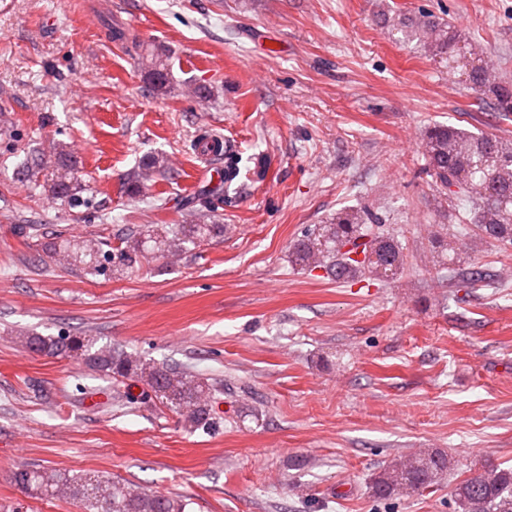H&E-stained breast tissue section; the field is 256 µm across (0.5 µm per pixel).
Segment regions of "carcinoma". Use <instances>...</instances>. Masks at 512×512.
Masks as SVG:
<instances>
[{
	"instance_id": "cac0c4a2",
	"label": "carcinoma",
	"mask_w": 512,
	"mask_h": 512,
	"mask_svg": "<svg viewBox=\"0 0 512 512\" xmlns=\"http://www.w3.org/2000/svg\"><path fill=\"white\" fill-rule=\"evenodd\" d=\"M392 26L405 41H416L431 53L446 56L448 74L465 76L466 88L479 99H488L497 112H512V83L487 76L484 66L468 59L470 49L461 34L440 17L420 12L417 15L398 11L390 18ZM111 36L129 41L139 50L146 77L153 88L161 90L168 83V57L156 46L143 44L130 32L116 28ZM428 170L437 186L448 192V207L465 201L472 205L473 228L467 235L440 228L430 234L428 243L433 262L443 266L445 260L465 262L469 253L489 243L512 244V142L492 133L475 134L454 125H438L425 134ZM164 168V159L149 154L142 160L131 193L138 195L144 182ZM484 186V195L474 197L469 184ZM79 185L75 169L65 150L46 175L44 192L63 202L76 201ZM368 210L350 209L336 215L328 224H318L290 247L289 258L302 270L323 268L343 281L398 279L408 265V255L392 236L374 233L368 228ZM224 232L222 224H175L170 228L147 226L146 232L128 235L124 247L114 252L109 238L83 242L62 240L53 244L54 252H69L84 266L86 274L121 275L149 256L186 254L204 240ZM368 238L377 258L342 256L336 259L339 244ZM25 349L51 357H80L86 365L115 381L136 378L150 389L161 403L181 419L185 430L209 433L216 429L211 398L217 389L188 371L165 363L142 362L137 356L112 345L95 346L80 336L18 337ZM451 459L439 451H421L408 461L395 460L376 473L369 490L377 499L412 496L445 479ZM13 481L46 496L71 499L80 512H186L180 499L141 490L119 480L86 473L66 476L49 469H20ZM452 497L458 512H512V466H493L478 476L455 482Z\"/></svg>"
}]
</instances>
